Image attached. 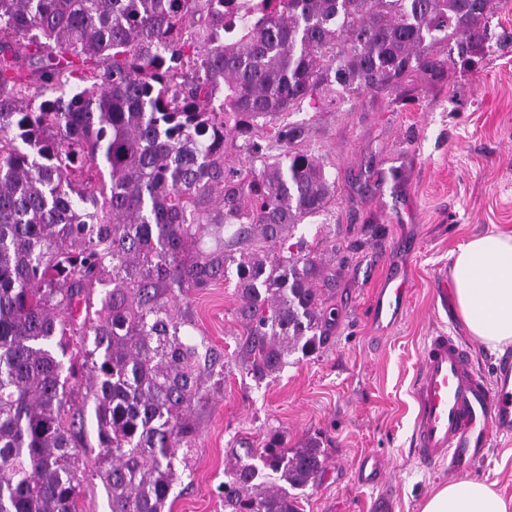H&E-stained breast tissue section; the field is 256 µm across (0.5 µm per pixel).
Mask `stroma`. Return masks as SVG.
<instances>
[{
    "label": "stroma",
    "instance_id": "1",
    "mask_svg": "<svg viewBox=\"0 0 512 512\" xmlns=\"http://www.w3.org/2000/svg\"><path fill=\"white\" fill-rule=\"evenodd\" d=\"M292 119L308 124L307 149L336 179L330 207L298 228L336 266L327 294L336 325L317 354L290 356L263 382L228 366L223 393L193 411L197 448L171 512H224L216 490L231 452L260 447L274 430L292 448L323 439L325 470L303 490L302 512H368L375 492L354 465L371 450L384 456L398 512H421L449 480L422 466L411 444L420 348L444 330L466 337L482 372L496 355L458 319L452 254L475 235L512 231V44L447 84L418 81L398 96L363 94ZM390 273L405 280L407 297L383 330L372 299ZM187 302L195 335L234 356L242 327L233 282L191 291ZM486 454L472 475L512 497V438Z\"/></svg>",
    "mask_w": 512,
    "mask_h": 512
}]
</instances>
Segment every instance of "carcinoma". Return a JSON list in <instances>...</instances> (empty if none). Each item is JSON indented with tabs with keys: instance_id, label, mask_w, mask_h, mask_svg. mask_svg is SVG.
I'll list each match as a JSON object with an SVG mask.
<instances>
[{
	"instance_id": "carcinoma-1",
	"label": "carcinoma",
	"mask_w": 512,
	"mask_h": 512,
	"mask_svg": "<svg viewBox=\"0 0 512 512\" xmlns=\"http://www.w3.org/2000/svg\"><path fill=\"white\" fill-rule=\"evenodd\" d=\"M510 1L0 0V512H79L87 411L111 512H167L224 386L179 300L236 276L258 383L336 324L335 274L290 242L336 179L305 124L270 160L259 121L444 85L508 39ZM322 444L232 455L224 512H300Z\"/></svg>"
}]
</instances>
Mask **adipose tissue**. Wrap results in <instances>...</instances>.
<instances>
[{"label": "adipose tissue", "mask_w": 512, "mask_h": 512, "mask_svg": "<svg viewBox=\"0 0 512 512\" xmlns=\"http://www.w3.org/2000/svg\"><path fill=\"white\" fill-rule=\"evenodd\" d=\"M452 278L459 319L467 332L492 349L512 346V233L472 238L456 253ZM422 512H512V500L472 476L437 490Z\"/></svg>", "instance_id": "adipose-tissue-1"}]
</instances>
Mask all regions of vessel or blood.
<instances>
[{"label":"vessel or blood","mask_w":512,"mask_h":512,"mask_svg":"<svg viewBox=\"0 0 512 512\" xmlns=\"http://www.w3.org/2000/svg\"><path fill=\"white\" fill-rule=\"evenodd\" d=\"M405 298V284L385 279L375 295L376 315L395 314ZM412 395L417 405L414 447L424 464L463 472L481 457L491 434H512V356L500 360L491 384L475 370L467 345L445 333L429 336ZM384 467L379 455L369 454L357 472L364 484H381ZM381 486L374 512H393L392 489Z\"/></svg>","instance_id":"obj_1"}]
</instances>
